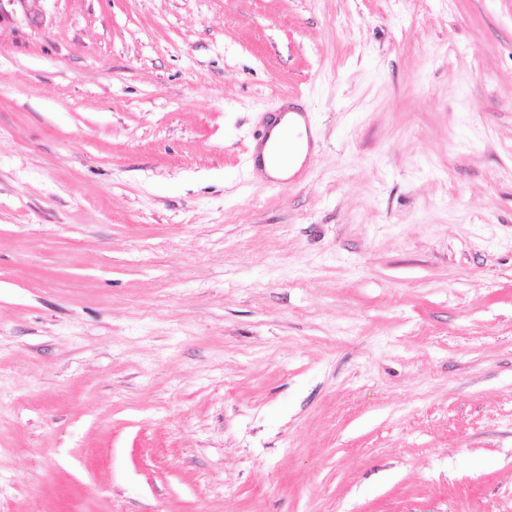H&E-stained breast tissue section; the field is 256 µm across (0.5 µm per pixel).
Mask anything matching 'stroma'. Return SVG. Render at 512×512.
Wrapping results in <instances>:
<instances>
[{
    "label": "stroma",
    "mask_w": 512,
    "mask_h": 512,
    "mask_svg": "<svg viewBox=\"0 0 512 512\" xmlns=\"http://www.w3.org/2000/svg\"><path fill=\"white\" fill-rule=\"evenodd\" d=\"M43 9L0 26V512H512V0ZM290 125V133L293 140L301 144L300 153L295 157L291 165H279L272 160V148L268 146L263 150L261 155V162H259L260 172L266 176L275 179L287 178L293 174L303 162L307 151V133L306 128L301 116L297 114L286 115L281 124L274 130V136L283 134L288 130ZM262 170V171H261Z\"/></svg>",
    "instance_id": "35a3bbf8"
}]
</instances>
